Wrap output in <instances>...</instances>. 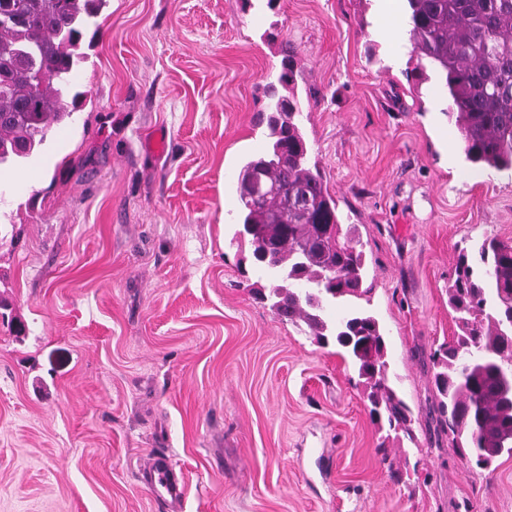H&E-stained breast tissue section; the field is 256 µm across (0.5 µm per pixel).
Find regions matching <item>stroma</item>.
<instances>
[{
	"instance_id": "1",
	"label": "stroma",
	"mask_w": 512,
	"mask_h": 512,
	"mask_svg": "<svg viewBox=\"0 0 512 512\" xmlns=\"http://www.w3.org/2000/svg\"><path fill=\"white\" fill-rule=\"evenodd\" d=\"M85 106L20 169L0 241V512H512V458L434 435L430 354L461 249L512 242V169L466 160L378 0H107ZM303 131L363 244L369 310L412 436L379 429L334 347L280 320L234 237L286 52ZM148 475L147 487L164 512H178L183 497V485L175 478L174 467L166 452L155 454L143 468Z\"/></svg>"
}]
</instances>
